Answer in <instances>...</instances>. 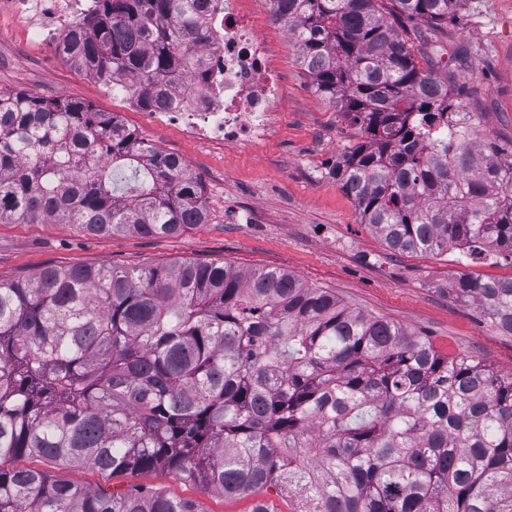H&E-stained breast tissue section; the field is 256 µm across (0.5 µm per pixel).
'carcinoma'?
I'll use <instances>...</instances> for the list:
<instances>
[{
	"label": "carcinoma",
	"mask_w": 512,
	"mask_h": 512,
	"mask_svg": "<svg viewBox=\"0 0 512 512\" xmlns=\"http://www.w3.org/2000/svg\"><path fill=\"white\" fill-rule=\"evenodd\" d=\"M204 0H96L63 57L166 106L197 82ZM438 27L464 0H394ZM316 91L364 140L330 174L396 252L512 266V154L466 93L412 53L379 0H266ZM208 221L175 154L87 103L0 90V223L171 236ZM512 334V275L461 274ZM169 470L222 496L273 489L294 512H512V374L442 353L281 268L183 261L47 267L0 281V460ZM0 512H197L0 468Z\"/></svg>",
	"instance_id": "obj_1"
}]
</instances>
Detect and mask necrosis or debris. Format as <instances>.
<instances>
[{"instance_id": "obj_1", "label": "necrosis or debris", "mask_w": 512, "mask_h": 512, "mask_svg": "<svg viewBox=\"0 0 512 512\" xmlns=\"http://www.w3.org/2000/svg\"><path fill=\"white\" fill-rule=\"evenodd\" d=\"M240 0H207L206 40L200 48L204 79L192 91L174 90L172 102L154 112L156 124L177 126L207 146L248 144L271 136L269 114L286 89L270 65V46ZM0 7L22 18L33 38L58 47L89 13L93 0H0Z\"/></svg>"}]
</instances>
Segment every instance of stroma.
<instances>
[{"instance_id": "stroma-1", "label": "stroma", "mask_w": 512, "mask_h": 512, "mask_svg": "<svg viewBox=\"0 0 512 512\" xmlns=\"http://www.w3.org/2000/svg\"><path fill=\"white\" fill-rule=\"evenodd\" d=\"M390 23L413 53L436 52L437 74L467 93L480 134L512 152V0H467L458 18L421 29L383 0ZM257 32L271 46V63L286 85L277 130L268 139L204 147L144 114L126 124L159 151L180 156L201 179L209 220L168 237L135 232L93 235L74 224H0V280L23 279L47 267H117L181 261L229 263L242 270L278 267L306 284L327 288L354 309L428 338L444 353L463 352L492 370L512 374V335L487 319L476 302L449 298L459 274L507 276L492 260L461 262L457 250L400 254L361 224L353 200L329 175L360 142L357 126L315 91L296 61L282 24L261 0H247ZM65 97L102 112L122 111L125 100L73 63L33 41L23 23L0 14V90ZM54 477L104 490L158 489L193 501L198 512H252V496L220 497L167 470L105 475L90 468L53 469Z\"/></svg>"}]
</instances>
